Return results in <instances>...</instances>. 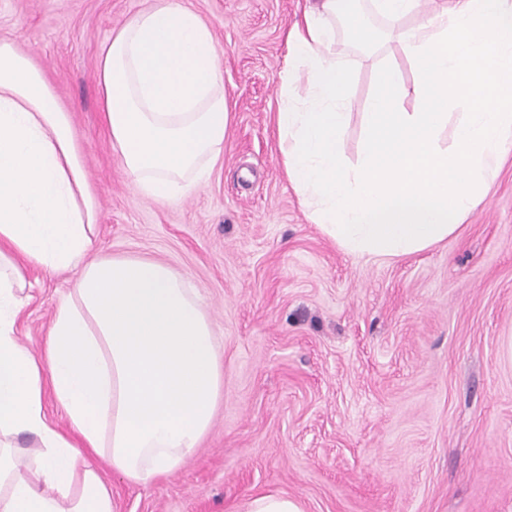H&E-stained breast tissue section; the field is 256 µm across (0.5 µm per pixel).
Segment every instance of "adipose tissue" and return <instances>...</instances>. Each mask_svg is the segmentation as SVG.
<instances>
[{
    "label": "adipose tissue",
    "mask_w": 512,
    "mask_h": 512,
    "mask_svg": "<svg viewBox=\"0 0 512 512\" xmlns=\"http://www.w3.org/2000/svg\"><path fill=\"white\" fill-rule=\"evenodd\" d=\"M219 55L182 0H151L101 45L104 121L144 197H188L223 153ZM98 215L69 112L0 40V512H115L95 458L148 486L192 458L213 422L222 369L196 290L161 262L89 259ZM28 265L79 271L40 359L15 334ZM48 388L72 434L48 422Z\"/></svg>",
    "instance_id": "obj_1"
}]
</instances>
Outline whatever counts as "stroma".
I'll use <instances>...</instances> for the list:
<instances>
[{
  "label": "stroma",
  "instance_id": "1",
  "mask_svg": "<svg viewBox=\"0 0 512 512\" xmlns=\"http://www.w3.org/2000/svg\"><path fill=\"white\" fill-rule=\"evenodd\" d=\"M222 49L224 154L187 198H144L100 108L102 43L148 0H0V39L28 54L71 116L100 219L94 257L184 275L215 329L223 387L196 454L147 487L102 465L115 512H242L285 494L304 512H512V151L456 235L399 258L356 256L311 223L274 116L288 34L310 0H183ZM354 68L356 159L385 52ZM17 322L41 355L77 271L25 270Z\"/></svg>",
  "mask_w": 512,
  "mask_h": 512
}]
</instances>
